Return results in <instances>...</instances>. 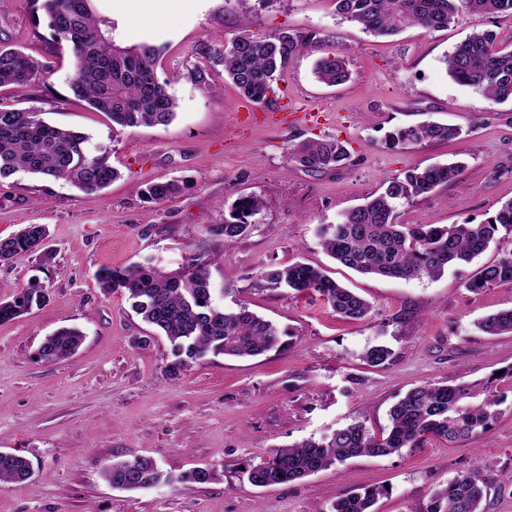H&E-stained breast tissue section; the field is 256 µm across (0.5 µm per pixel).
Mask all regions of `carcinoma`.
Here are the masks:
<instances>
[{
  "label": "carcinoma",
  "instance_id": "obj_1",
  "mask_svg": "<svg viewBox=\"0 0 512 512\" xmlns=\"http://www.w3.org/2000/svg\"><path fill=\"white\" fill-rule=\"evenodd\" d=\"M99 2L35 0L52 37L68 47L75 71L72 92L122 129L169 124L177 101L167 90L168 82L157 76L158 49L147 42L116 43L112 18L102 14ZM235 2L242 6L241 27L215 58L224 65V76L247 101L267 108L277 106L281 74L305 51L318 54L315 74L319 82L336 86L348 80L350 73L338 37L289 29L256 35L249 29L248 0ZM336 12L374 36L390 37L407 27L446 28L462 16L512 15V0H336ZM444 64L456 83L481 91L491 104L512 101V50L497 48L493 31H473L445 56ZM42 73L41 63L17 48L0 45V87L32 83ZM460 136L457 127L426 123L396 129L388 134V141L397 146L448 142ZM110 157L109 148L92 146L88 136L48 124L38 112L0 108V179L24 171L45 180L64 181L91 195L120 177ZM291 158L305 171L320 173L340 168L348 151L336 139H307L293 147ZM463 169L464 165L456 162L386 179L383 192L346 211L337 223L318 227L323 249L340 265L361 274L403 280L435 279L450 267L473 262L498 233L512 237V201L479 224L409 225L395 219L398 201L409 202L453 182ZM181 190L179 182L166 179L138 186L140 196L149 202L169 200ZM262 207V200L254 195L238 197L224 217V242L245 236L251 218ZM47 236L45 225L30 224L14 235L0 237V262L8 264L38 252ZM96 282L105 293H124L132 311L166 336L173 356L166 371L172 377L210 353L245 358L282 346L285 332L273 322L243 303L227 309L215 301L216 288L200 249L187 254L175 270H165L147 257L124 267H104L97 272ZM256 284L260 288L310 290L351 320L365 318L371 309L365 298L303 262L268 265L258 273ZM502 284H512V252L480 267L465 288L478 293ZM48 299L46 286L32 279L11 299L0 300V322L18 318ZM476 327L489 336L512 334V309L488 314ZM82 342L79 329H59L41 343L39 359L46 363L68 359ZM391 357V349L384 344L372 345L363 353V360L373 367L385 365ZM506 403L512 408L508 394L491 382L414 387L390 408L387 430L375 434L357 421L320 441L306 440L282 448L250 465L248 481L256 487L288 484L354 457H383L404 448H419L430 437L466 443L489 433L501 413L500 406ZM30 474L31 464L24 456L0 452V485L24 480ZM217 476L211 466L168 475L149 456L117 462L103 470L112 488L126 491L175 482L205 485ZM489 491L490 483L476 464L437 490L427 512H486ZM386 494L383 486L350 493L336 498L329 512H374L373 506Z\"/></svg>",
  "mask_w": 512,
  "mask_h": 512
}]
</instances>
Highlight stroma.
Here are the masks:
<instances>
[{"instance_id":"stroma-1","label":"stroma","mask_w":512,"mask_h":512,"mask_svg":"<svg viewBox=\"0 0 512 512\" xmlns=\"http://www.w3.org/2000/svg\"><path fill=\"white\" fill-rule=\"evenodd\" d=\"M100 9L112 18L117 43L161 45L156 72L178 104L170 124L113 128L71 93V57L37 23L33 0H0V43L46 68L42 85L0 88V107L35 110L110 146L121 173L93 195L23 172L0 180V237L46 225L52 255L47 263L34 254L0 266V299L32 278L50 291L43 306L0 322V451L23 455L32 468L28 479L0 486V512H328L336 497L382 484L388 493L377 512H426L432 494L476 459L492 484L486 512H512V408L486 437L465 444L431 438L264 488L245 473L278 449L355 421L381 432L390 407L414 386L483 381L512 366V335L488 336L475 326L512 309V284L480 293L465 287L479 266L511 251L512 240L492 242L477 262L439 279L400 280L336 264L317 235L318 225L335 223L384 179L434 164L460 160L466 169L459 181L398 204L397 223L477 224L512 200V104H490L443 64L476 28L512 49V16L463 17L445 29L410 27L380 38L341 20L333 0L255 5L254 33L338 35L350 70L345 84L329 87L316 79L315 54H302L278 83L287 110L271 112L245 101L207 57L239 27L233 0H101ZM198 69L205 83L195 80ZM424 121L460 127L463 136L388 144L393 129ZM328 137L350 152L343 168L311 174L291 161L295 144ZM156 178L184 190L144 201L137 184ZM242 194L261 197L264 208L247 235L228 244L216 229ZM198 244L215 286L233 287L219 303H245L287 337L254 358L208 356L172 379L166 338L132 312L124 294H103L95 274L148 256L174 269ZM297 261L327 269L370 301L369 316L347 320L317 294L256 287L265 265ZM63 326L83 331L82 346L67 360L40 361V344ZM139 336L150 344L137 347ZM377 343L393 351L382 367L361 358ZM141 455L174 475L210 465L220 476L203 486L135 491L104 480L105 467Z\"/></svg>"}]
</instances>
